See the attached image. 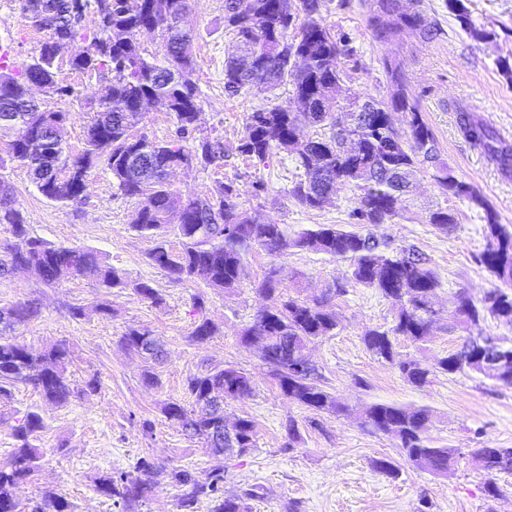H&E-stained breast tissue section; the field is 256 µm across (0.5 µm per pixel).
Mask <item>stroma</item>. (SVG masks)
I'll return each mask as SVG.
<instances>
[{
  "label": "stroma",
  "instance_id": "obj_1",
  "mask_svg": "<svg viewBox=\"0 0 512 512\" xmlns=\"http://www.w3.org/2000/svg\"><path fill=\"white\" fill-rule=\"evenodd\" d=\"M358 2L350 0L342 7L338 0H328L323 13L334 32L350 35L358 54L360 68L345 84V92L387 93L379 62L385 57L403 60L412 93L443 158L481 191L499 223L512 227V173H503L464 139L448 106L452 98L462 102L512 142V81L499 66L503 60L512 63V0H469L476 24L487 33L483 39L462 31L444 0H424L439 23L438 36L392 44L374 40ZM187 21L196 33L192 53L201 101L197 134L223 140L224 163L176 170L170 178L174 190L196 198L208 194L216 182L231 181L240 192L242 210L255 222L273 220L292 231L310 224L348 223L355 205L353 193H340L335 205L325 210H305L288 197V187L298 174L290 155H274L265 168L240 153L248 114L286 102L289 88L256 86L238 97L225 94L224 57L234 39L224 27V0H189ZM46 36V31L30 27L19 0H0V46L8 47L14 64L36 55ZM67 82L74 89L73 97L54 100L51 107L68 111L65 139L77 152L84 146L90 103L102 81L71 73ZM0 178L13 186L31 236L53 245L100 251L125 281L124 287L105 288L82 277L48 287L27 270L0 279V309L31 299L41 308L36 320L15 326L16 340L35 351L57 340L67 341L68 373L79 391L61 407L46 403L24 386L12 388L9 398L0 400V468L10 466L18 419L36 410L46 422L37 441L42 453L39 467L17 491L23 507L55 494L70 503L72 512H126L97 485L110 474H136L146 460L162 466L163 472L150 499L135 512H181L183 489L172 479V471L189 470L206 483L214 459L203 441L185 436L162 408L171 401L189 405V377L235 365L250 373L256 386L250 397L225 400L224 419L229 423L251 419L255 444L243 454L227 453L224 493L254 489L257 496L251 512H288L292 504L298 512H512V474L501 475L498 498L487 497L481 473L469 456L473 448H512V386L468 370L431 375L421 387L408 383L368 352L362 341L366 329L390 328L395 308L373 289L350 281L345 263L315 252L291 251L277 258L256 252L247 257V279L235 291L175 283L149 264L147 254L156 241L131 225L141 201L124 196L107 167L93 172L86 201L77 207L43 198L26 168L18 164L0 163ZM444 203V196L424 176L403 218L360 227L361 232L416 246L431 257L439 276L444 308L424 346L399 339L396 350L404 359L431 363L460 349L465 333L451 326L456 295L477 300L498 285L477 260L487 244L484 211L458 199L454 202L457 224L443 230L426 223L427 211ZM272 266L279 271L282 287L307 301L328 300L335 310L334 335L311 343L309 359L322 387L342 398L347 413L315 414L285 399L257 349L242 343L243 329L264 303L258 285ZM136 282L150 283L160 302L135 293ZM339 285L345 288L340 296L335 293ZM199 299L204 302L200 309L195 306ZM73 306L83 307L82 317L70 315ZM204 317L217 323L221 332L198 344L191 332ZM132 327L148 328L165 342L167 358L156 368L158 385L144 382L143 358L121 342ZM92 379L98 388L90 392L86 384ZM378 400L430 408L433 417L424 438L436 446L458 449L454 471L435 476L414 469L401 456L396 440L365 428L359 410ZM291 419L300 432L293 447L285 431ZM379 458L394 463L397 476L375 470L373 462Z\"/></svg>",
  "mask_w": 512,
  "mask_h": 512
}]
</instances>
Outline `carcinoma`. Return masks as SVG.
Here are the masks:
<instances>
[{
	"mask_svg": "<svg viewBox=\"0 0 512 512\" xmlns=\"http://www.w3.org/2000/svg\"><path fill=\"white\" fill-rule=\"evenodd\" d=\"M99 2L20 0L29 23L49 33L38 55L22 67L12 70L0 65V129L15 132L6 154L9 161L27 169L43 197L64 205H81L89 177L98 166H106L123 195L144 198L131 220L137 232L155 237L167 225H176L181 250L175 252L161 240L148 253L150 263L176 282L233 291L247 277L245 257L256 250L270 256L289 250L316 252L342 260L348 263L350 280L377 290L396 307L395 323L388 329L366 330L362 341L407 382L421 387L434 372L452 374L468 368L512 385V347L499 346L490 336H473L466 350L432 364L399 358V338L419 346L426 343L433 317L440 310V282L425 252L349 231L340 224H310L291 233L272 220L255 224L241 210L239 190L231 183L217 182L203 199H185L173 190L163 176L168 167L181 161L204 169L224 163V142L219 138H197L189 148L183 144L194 132L200 110L196 62L190 52L196 34L185 24L188 0H110V9L97 17L93 30L86 31L78 20ZM364 5L367 26L379 42L400 41L409 35L431 40L438 35L436 20L428 15L422 0H366ZM325 6V0H224V27L235 37L224 58V92L234 97L260 83L271 89L282 84L291 87L286 104L249 113L240 151L257 165L266 164L277 152L293 156L303 177L288 186V198L306 210H324L334 206L340 192H354L356 207L350 218L355 224L395 223L410 210V188L417 175L424 173L446 201L465 198L486 211L493 242L478 256V262L503 284L512 286V231L497 223L479 191L441 157L437 139L409 87L403 61L381 60L388 95L355 92L339 98L351 72L359 69V59L349 41L323 23ZM446 7L463 30L484 36L465 0H446ZM144 31L160 33L161 56L147 53L140 40ZM58 38L85 42L86 57L62 63L53 53ZM66 69L104 80L98 98L91 102L93 117L85 129L83 150L77 154L64 145L69 113L47 108L31 98L27 88L28 81L37 78L46 96H68L73 89L65 84ZM146 98L164 101L177 125L175 138L159 140L130 127L129 114ZM361 103L365 112L357 119L355 111ZM448 106L456 112L465 139L502 171L511 173L512 143L456 102L450 101ZM398 114L403 117L401 127L395 123ZM1 193L5 201L0 203V224L9 226L15 239L0 248L1 278L23 263L50 287L75 277L94 278L105 288L125 285L100 252L56 246L30 236L13 187L4 179L0 180ZM425 219L442 229L457 223L450 206L429 210ZM277 275L272 267L259 284L265 304L242 332V340L261 345L262 359L284 398L315 414L343 413L347 406L341 397L317 383L315 368L304 367L308 345L338 327L336 311L327 302L309 303L285 292ZM39 315L40 307L33 301L0 310V396H8L10 388L23 384L48 403L64 405L75 394L68 376L66 341L57 340L35 353L6 335L15 324ZM487 315L512 322V291L494 288L477 304L458 296L456 326H478ZM218 332L219 328L203 317L191 337L204 344ZM121 341L126 349L147 360L161 362L166 356L164 344L149 329L131 328ZM495 351L508 354V359L482 371L479 358ZM254 386L252 377L241 368L209 369L188 379L192 408L169 402L163 412L186 436L208 444L211 428L224 420V414L216 409H224L227 398L252 395ZM361 417L364 426L398 440L401 456L413 468L438 476L454 469L455 449L436 447L422 438L432 417L429 408L373 401L363 407ZM236 427L235 443L212 445L218 461L209 483H198L186 470L174 473L185 488L181 507L187 512L200 499L211 498L223 488L224 462L219 457L226 448L232 446L243 453L254 447L253 422L243 417ZM45 428L36 411L18 419L12 465L7 470L0 468V512H20L16 489L38 468L41 453L36 440ZM471 457L485 474L487 496H499L497 477L512 473V448H473ZM157 477L158 472L144 463L135 476L100 479L99 490L131 507L149 499ZM252 497L251 490L227 496L214 512H250L247 500ZM31 512H71V506L50 495Z\"/></svg>",
	"mask_w": 512,
	"mask_h": 512,
	"instance_id": "cac0c4a2",
	"label": "carcinoma"
}]
</instances>
